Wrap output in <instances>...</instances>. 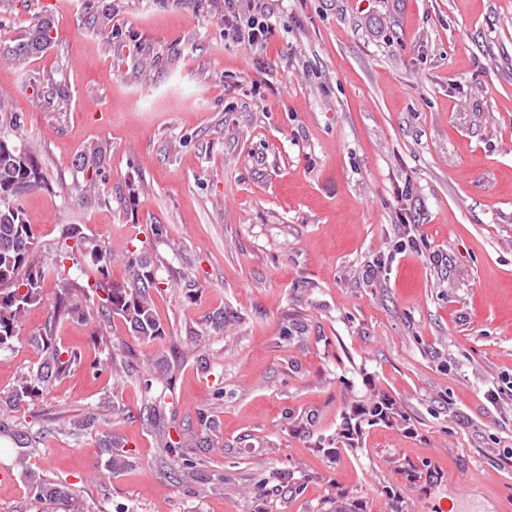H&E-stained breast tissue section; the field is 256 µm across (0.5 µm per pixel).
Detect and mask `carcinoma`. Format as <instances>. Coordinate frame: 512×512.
Wrapping results in <instances>:
<instances>
[{"instance_id":"carcinoma-1","label":"carcinoma","mask_w":512,"mask_h":512,"mask_svg":"<svg viewBox=\"0 0 512 512\" xmlns=\"http://www.w3.org/2000/svg\"><path fill=\"white\" fill-rule=\"evenodd\" d=\"M54 18L45 14L7 58L19 66L36 57L52 45ZM49 190L48 179L39 155L34 149L0 135V349L8 348L18 336V328L26 312L44 300V283L53 279L56 286L54 318L81 321L99 317L121 318L129 332L151 342L166 335L158 317L152 292L159 288L152 262L141 254L130 253L126 261L128 277L121 283L108 280L112 252L86 235L77 224L65 226L51 257L40 254L39 246L28 224L22 201L26 195ZM82 258L89 270V280L81 284L72 278L66 261ZM40 363L35 373L23 377L6 396H0V433L10 432L19 444L20 462L29 477V493L36 500H54L65 506V512H84L80 491L72 483L49 482L30 465L35 448L42 444L46 430H33L16 413L43 395L53 381L76 366L78 357L59 346L54 338V323L33 339ZM357 423L347 424V446L359 447L361 422L390 421L392 404L382 397L356 412ZM150 425L156 430L162 448L175 456L177 470L173 478L185 471H194L202 460L183 452L184 434L174 440L165 430L164 419L157 406L150 407ZM108 462L112 470L128 466L124 445L115 435L106 437Z\"/></svg>"}]
</instances>
